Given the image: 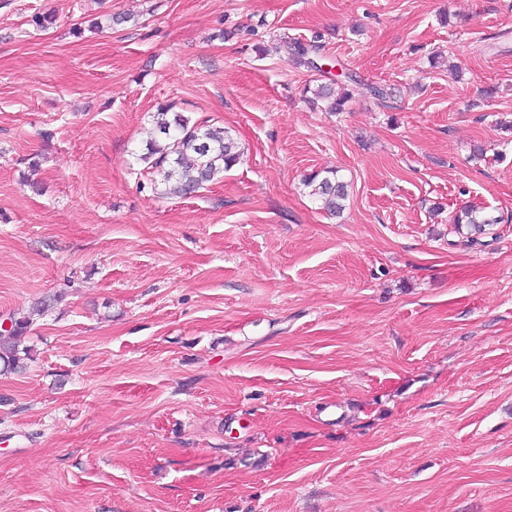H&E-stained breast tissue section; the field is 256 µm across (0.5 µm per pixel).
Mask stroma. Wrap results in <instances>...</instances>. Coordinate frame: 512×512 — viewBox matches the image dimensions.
<instances>
[{
	"label": "stroma",
	"mask_w": 512,
	"mask_h": 512,
	"mask_svg": "<svg viewBox=\"0 0 512 512\" xmlns=\"http://www.w3.org/2000/svg\"><path fill=\"white\" fill-rule=\"evenodd\" d=\"M168 103L244 150L188 198ZM509 117L512 0H0V512H512ZM316 43V40H313V42L310 41L309 43H302L300 41L294 42L290 53L291 62L296 65V67H306L319 72L322 71L315 58L320 50V45ZM340 81V84L343 85V92L340 95H335L332 87L328 85H318L315 89H313L314 98L319 100H324L327 102L326 112H343L347 102L350 99V91L346 90L344 86H349L350 84H359V80H357L356 74L352 72L343 73V79H336V84ZM330 173L333 177H320V173H312L303 180L302 184L312 201L320 205V209L330 214H339L344 206L343 201L348 195L347 184L338 178L337 172L330 171ZM451 224H453L452 232L461 234L463 228L466 227L468 229L466 238H468L467 242L474 244H481L479 237L486 233V227L493 226L498 223L497 218H493L482 214V211L474 207H467L460 211V213H456L451 218ZM45 304L23 316H10L11 328L0 334V373L9 374L23 369L31 359V349L25 345L28 329L33 316L43 314Z\"/></svg>",
	"instance_id": "1"
}]
</instances>
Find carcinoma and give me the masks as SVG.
I'll list each match as a JSON object with an SVG mask.
<instances>
[{
  "label": "carcinoma",
  "instance_id": "carcinoma-1",
  "mask_svg": "<svg viewBox=\"0 0 512 512\" xmlns=\"http://www.w3.org/2000/svg\"><path fill=\"white\" fill-rule=\"evenodd\" d=\"M320 45L316 42L296 41L291 48V62L298 67L321 70L316 62ZM357 76L343 73L340 84L345 86L341 94L327 85L313 89V95L327 102L326 111L342 112L350 99L346 86L357 84ZM154 138L146 145V151L135 155L136 161L145 164L150 176L151 189L163 196L183 197L191 195L204 185L213 182L240 161L239 143L230 131L191 120L180 112L172 111V105L159 107L148 115ZM308 196L320 208L331 214L343 209L347 197V184L339 178L312 173L303 180ZM499 223V219L483 214L474 207L462 209L451 218L453 232L468 229V242L480 243L486 228ZM44 306L23 316H10L11 328L0 334V373L9 374L24 368L31 359V349L25 345L33 316L41 315Z\"/></svg>",
  "mask_w": 512,
  "mask_h": 512
}]
</instances>
